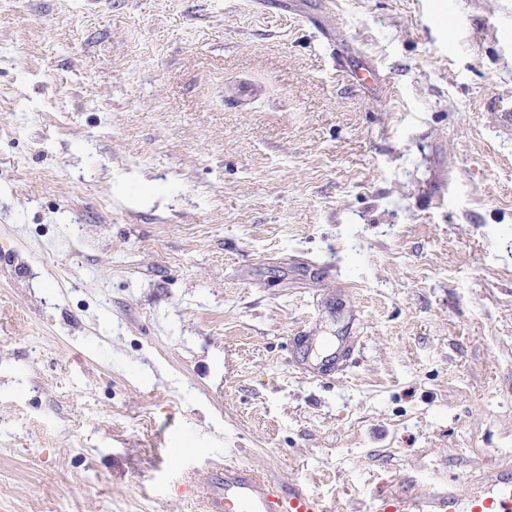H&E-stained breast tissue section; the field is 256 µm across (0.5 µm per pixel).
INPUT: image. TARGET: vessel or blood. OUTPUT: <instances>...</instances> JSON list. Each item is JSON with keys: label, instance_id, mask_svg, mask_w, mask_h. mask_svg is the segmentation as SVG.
I'll return each instance as SVG.
<instances>
[{"label": "vessel or blood", "instance_id": "1", "mask_svg": "<svg viewBox=\"0 0 512 512\" xmlns=\"http://www.w3.org/2000/svg\"><path fill=\"white\" fill-rule=\"evenodd\" d=\"M210 473L191 477L188 492L203 512H327L320 497L302 488L265 480L253 469L210 460ZM386 512H512V476L497 477L492 489L466 498L448 494L429 499L418 495H390Z\"/></svg>", "mask_w": 512, "mask_h": 512}]
</instances>
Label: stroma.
Wrapping results in <instances>:
<instances>
[{
  "mask_svg": "<svg viewBox=\"0 0 512 512\" xmlns=\"http://www.w3.org/2000/svg\"><path fill=\"white\" fill-rule=\"evenodd\" d=\"M505 111L512 0H0V512L512 472Z\"/></svg>",
  "mask_w": 512,
  "mask_h": 512,
  "instance_id": "35a3bbf8",
  "label": "stroma"
}]
</instances>
